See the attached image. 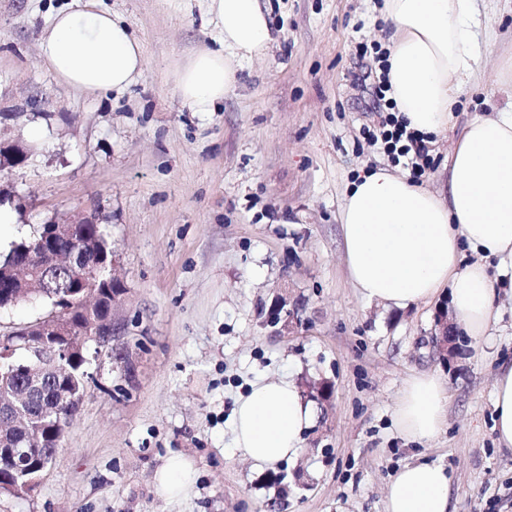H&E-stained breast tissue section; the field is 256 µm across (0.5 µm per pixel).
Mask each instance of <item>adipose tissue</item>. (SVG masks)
I'll use <instances>...</instances> for the list:
<instances>
[{
	"mask_svg": "<svg viewBox=\"0 0 512 512\" xmlns=\"http://www.w3.org/2000/svg\"><path fill=\"white\" fill-rule=\"evenodd\" d=\"M220 25L219 48L196 52L174 73V89L195 112L213 111L233 91L237 69L265 53L269 13L263 0H209ZM390 36V99L412 129H447L462 82L474 74V0H383ZM39 58L62 82L98 93L122 91L143 73V44L99 0L59 9L39 44ZM345 258L355 288L370 301L405 308L448 289L458 324L483 335L498 286H512V101L495 116L471 121L450 156L446 191L433 192L385 169L348 187L340 212ZM472 262H465V255ZM494 430L512 447V363L495 374ZM448 395L431 374L413 377L394 418L399 433L425 441L440 431ZM315 409L288 377L261 378L240 396L231 416V445L273 465L298 455ZM194 465L176 454L154 476L160 495L190 491ZM446 467H403L386 490L385 512H450Z\"/></svg>",
	"mask_w": 512,
	"mask_h": 512,
	"instance_id": "1",
	"label": "adipose tissue"
}]
</instances>
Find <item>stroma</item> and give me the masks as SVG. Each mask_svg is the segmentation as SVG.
<instances>
[{
  "instance_id": "1",
  "label": "stroma",
  "mask_w": 512,
  "mask_h": 512,
  "mask_svg": "<svg viewBox=\"0 0 512 512\" xmlns=\"http://www.w3.org/2000/svg\"><path fill=\"white\" fill-rule=\"evenodd\" d=\"M69 0H0V145L25 159L0 169L15 223L0 256L42 224L105 225L125 288L115 336L86 367L88 392L56 462L0 512H385L407 464L452 474V512H512V449L492 431V377L512 360V289L485 336L460 354L430 345L445 297L407 309L367 300L349 277L339 212L357 175L391 165L363 135L377 126L358 46L386 44L382 0H268L272 39L243 64L212 112H194L173 72L218 36L208 0H104L141 38L142 76L90 93L40 61L50 18ZM475 75L454 125L428 144L424 187L447 181L468 122L494 115L512 84V0H475ZM287 286L299 323L280 335L261 313ZM430 373L450 395L442 431L411 442L394 423L407 382ZM332 389L298 456L258 465L231 446L236 399L259 377ZM181 454L192 492L161 498L154 473Z\"/></svg>"
}]
</instances>
